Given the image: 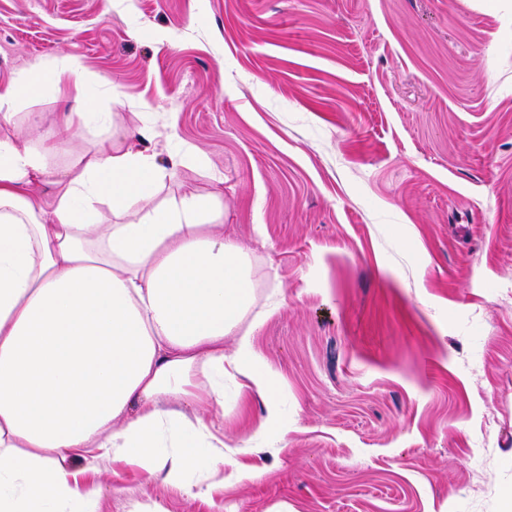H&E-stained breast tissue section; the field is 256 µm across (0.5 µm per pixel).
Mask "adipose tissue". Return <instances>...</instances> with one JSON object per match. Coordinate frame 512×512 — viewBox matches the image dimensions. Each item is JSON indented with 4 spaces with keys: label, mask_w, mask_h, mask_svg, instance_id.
Segmentation results:
<instances>
[{
    "label": "adipose tissue",
    "mask_w": 512,
    "mask_h": 512,
    "mask_svg": "<svg viewBox=\"0 0 512 512\" xmlns=\"http://www.w3.org/2000/svg\"><path fill=\"white\" fill-rule=\"evenodd\" d=\"M52 79L74 89L66 125L86 122L73 60L17 71L0 122ZM140 136L53 171L51 146L0 135V512H98L78 461L132 462L189 497L240 481L250 446H226L198 413L223 405L228 376L264 398L261 432L287 433L253 340L275 307L258 302L248 249L225 238L216 197L154 201L167 168L206 160L187 145L161 167L155 131Z\"/></svg>",
    "instance_id": "1"
}]
</instances>
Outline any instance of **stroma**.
<instances>
[{"label":"stroma","mask_w":512,"mask_h":512,"mask_svg":"<svg viewBox=\"0 0 512 512\" xmlns=\"http://www.w3.org/2000/svg\"><path fill=\"white\" fill-rule=\"evenodd\" d=\"M78 59L9 133L59 168L111 129L193 145L278 310L254 342L284 442L203 497L104 460L100 512H503L512 496V0H0V88ZM227 446L265 417L224 382ZM83 70L78 62L69 61L62 68H56L39 62L28 68L16 72L11 83L0 91V111L11 109L18 101L38 95L45 84L51 80L61 82L66 79L74 89L73 101L76 104L74 112L65 116V126L69 129L76 121L84 123L89 119L91 112H86L84 105Z\"/></svg>","instance_id":"stroma-1"}]
</instances>
